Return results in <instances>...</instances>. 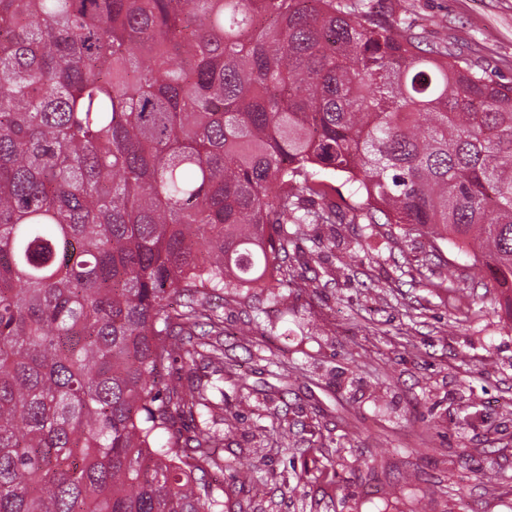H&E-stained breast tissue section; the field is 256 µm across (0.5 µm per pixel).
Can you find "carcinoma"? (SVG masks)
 Wrapping results in <instances>:
<instances>
[{
	"mask_svg": "<svg viewBox=\"0 0 512 512\" xmlns=\"http://www.w3.org/2000/svg\"><path fill=\"white\" fill-rule=\"evenodd\" d=\"M319 170L512 316V84L461 52L336 0H0V512H224L210 292L281 305Z\"/></svg>",
	"mask_w": 512,
	"mask_h": 512,
	"instance_id": "obj_1",
	"label": "carcinoma"
}]
</instances>
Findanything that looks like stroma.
Returning <instances> with one entry per match:
<instances>
[{
    "mask_svg": "<svg viewBox=\"0 0 512 512\" xmlns=\"http://www.w3.org/2000/svg\"><path fill=\"white\" fill-rule=\"evenodd\" d=\"M425 44H464L512 84V0H364ZM320 178L344 242L306 225L289 247L288 310L225 296L224 512H512V318L472 257L428 254L371 224L344 176Z\"/></svg>",
    "mask_w": 512,
    "mask_h": 512,
    "instance_id": "stroma-1",
    "label": "stroma"
}]
</instances>
